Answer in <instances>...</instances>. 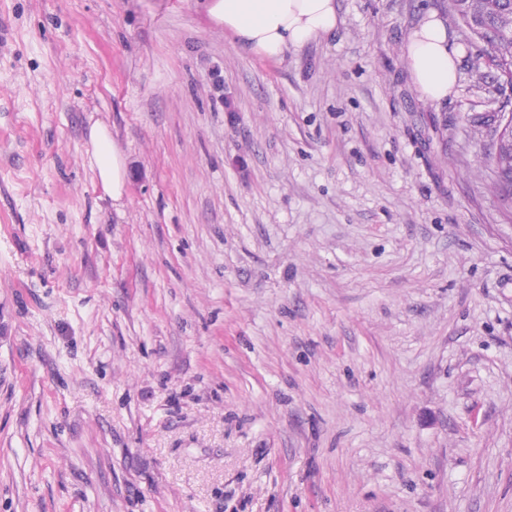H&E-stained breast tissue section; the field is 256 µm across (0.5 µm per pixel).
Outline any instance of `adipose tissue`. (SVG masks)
<instances>
[{
	"mask_svg": "<svg viewBox=\"0 0 512 512\" xmlns=\"http://www.w3.org/2000/svg\"><path fill=\"white\" fill-rule=\"evenodd\" d=\"M209 17L230 31L240 49L269 59L283 58L334 32L339 23L336 0H207ZM412 83L422 99L441 101L456 82L455 54L438 12H430L410 34L403 53ZM90 160L112 200H120L128 180L126 159L106 125L89 131Z\"/></svg>",
	"mask_w": 512,
	"mask_h": 512,
	"instance_id": "1",
	"label": "adipose tissue"
}]
</instances>
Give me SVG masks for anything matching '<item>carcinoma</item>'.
<instances>
[{"mask_svg": "<svg viewBox=\"0 0 512 512\" xmlns=\"http://www.w3.org/2000/svg\"><path fill=\"white\" fill-rule=\"evenodd\" d=\"M465 40L482 44V54L499 69L501 76L512 77V8L504 0H450ZM492 175L506 198H512V146L501 138L492 157Z\"/></svg>", "mask_w": 512, "mask_h": 512, "instance_id": "carcinoma-1", "label": "carcinoma"}]
</instances>
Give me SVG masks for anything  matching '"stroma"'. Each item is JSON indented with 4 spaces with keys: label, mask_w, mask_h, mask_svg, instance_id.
I'll use <instances>...</instances> for the list:
<instances>
[{
    "label": "stroma",
    "mask_w": 512,
    "mask_h": 512,
    "mask_svg": "<svg viewBox=\"0 0 512 512\" xmlns=\"http://www.w3.org/2000/svg\"><path fill=\"white\" fill-rule=\"evenodd\" d=\"M336 5L273 61L204 0H0V512H512V94L448 0ZM412 83L422 99L442 101L456 82L455 53L449 48L448 30L432 11L410 34L403 53ZM87 152L97 169L99 181L112 200L119 201L125 193L128 180L126 159L114 142L106 125L94 123L89 131ZM491 161L493 166L491 172L496 185L505 198H512V148L507 139L498 140L497 150L495 148Z\"/></svg>",
    "instance_id": "1"
}]
</instances>
